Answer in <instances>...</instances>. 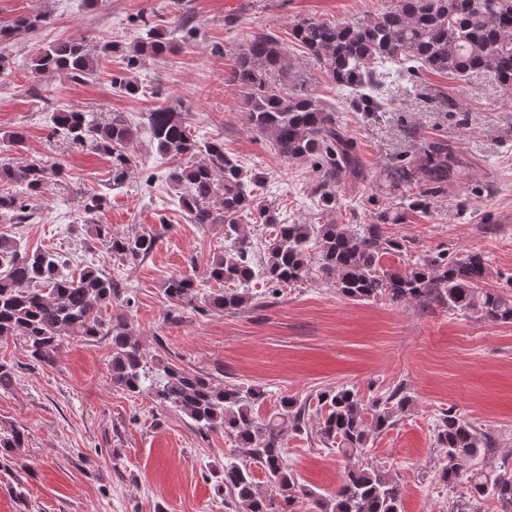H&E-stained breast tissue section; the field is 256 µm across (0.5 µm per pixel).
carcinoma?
Listing matches in <instances>:
<instances>
[{
    "instance_id": "carcinoma-1",
    "label": "carcinoma",
    "mask_w": 512,
    "mask_h": 512,
    "mask_svg": "<svg viewBox=\"0 0 512 512\" xmlns=\"http://www.w3.org/2000/svg\"><path fill=\"white\" fill-rule=\"evenodd\" d=\"M45 18L22 16L0 27V43L37 29ZM289 41L299 47L340 90L352 94L358 112L388 111L390 85L410 80L423 69L456 78L483 75L512 91V0H393L392 6L367 20L331 23L315 18L294 22ZM111 42L90 46L58 41L40 49L30 61L37 77L61 74L75 81L94 75L100 58L117 51ZM177 50L172 38L154 30L134 47L133 66ZM290 69L288 48L271 31L255 32L237 50L228 82L239 89L249 129L265 138L286 161L312 165L313 194L324 211L336 209L341 179L366 181L354 140L336 117V109L304 90L276 85ZM148 127L159 153L179 160L166 182L194 224L224 225V252L212 257L208 279L217 284L203 297L205 306L232 312L250 297L239 287L261 272L269 291L291 286L310 273V241L317 243L321 278L352 301L388 298L419 301L474 315L491 323L512 324V294L481 284L487 260L480 253L461 259L440 252L421 258L404 273L383 269V256L403 250L385 238L383 224H402L410 212H429L433 201L448 191L469 162L444 138L428 139L418 154L385 168L386 181L401 192L398 202L378 212L370 224H286L259 197L263 174L244 175L239 160L224 152L220 139L200 140L183 113L160 105L148 114ZM52 135L110 158L109 186L125 183L132 159L135 132L120 115L103 119L95 112L70 110L53 116ZM63 171L42 163L0 162V223L25 224L34 218L29 201L43 195ZM106 195L84 194L87 215L81 230L90 244L102 245L123 264H135L155 249L159 237L150 232L115 234L112 225L97 221ZM247 224L270 226L263 260L256 261ZM66 261L54 250L29 251L15 236L0 232V339L23 341L34 360L52 364L66 336L86 340L111 337L109 375L112 385L138 396L152 395L161 408L180 411L197 430L222 431L240 458L224 463L222 482L235 505L244 512H296L301 498L318 512H402L400 483L384 467L363 462L370 434L394 426L395 417L410 403L396 387L364 403L358 391L338 387L315 394L324 413L317 437L326 448L355 462L347 465L340 484L329 496L302 485L284 457L283 438L307 433L311 398L303 402L283 396L277 412L258 416L263 390L228 382L217 386L209 375L185 371L160 358L149 359L133 332L112 323L107 311L123 300L126 287L107 274L84 268L65 271ZM164 294L172 305L197 309L198 287L188 275L169 278ZM24 431L0 432V453L23 446ZM436 447L443 452L438 480L455 495L451 512H482L481 503L495 500L500 512H512V464L494 469L469 466L488 451L487 436L465 417L448 408L435 428ZM259 465L271 491L264 492L251 467Z\"/></svg>"
}]
</instances>
